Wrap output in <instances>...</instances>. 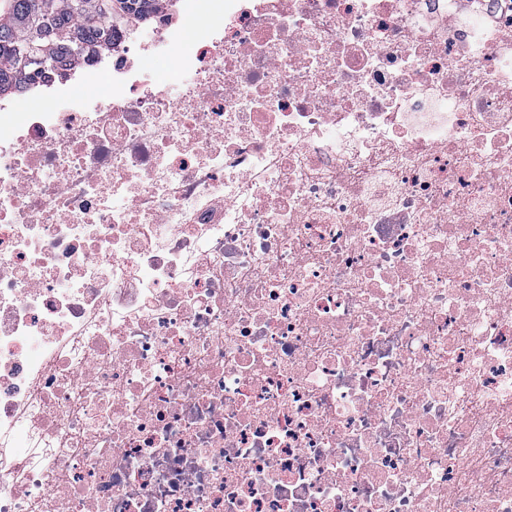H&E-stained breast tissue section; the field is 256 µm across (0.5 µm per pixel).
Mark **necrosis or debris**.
I'll list each match as a JSON object with an SVG mask.
<instances>
[{
  "label": "necrosis or debris",
  "instance_id": "obj_1",
  "mask_svg": "<svg viewBox=\"0 0 512 512\" xmlns=\"http://www.w3.org/2000/svg\"><path fill=\"white\" fill-rule=\"evenodd\" d=\"M178 2L0 107V512H512V0Z\"/></svg>",
  "mask_w": 512,
  "mask_h": 512
}]
</instances>
